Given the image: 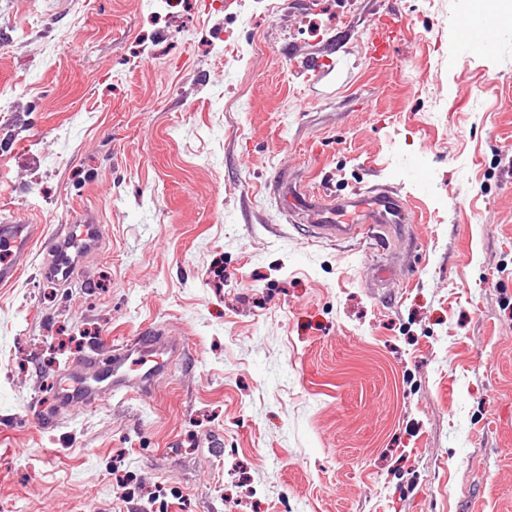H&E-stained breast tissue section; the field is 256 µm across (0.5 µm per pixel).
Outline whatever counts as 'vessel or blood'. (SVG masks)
<instances>
[{
    "label": "vessel or blood",
    "mask_w": 512,
    "mask_h": 512,
    "mask_svg": "<svg viewBox=\"0 0 512 512\" xmlns=\"http://www.w3.org/2000/svg\"><path fill=\"white\" fill-rule=\"evenodd\" d=\"M460 29L465 51L479 55L495 43L500 24L492 15L485 14L462 20ZM309 204L315 214L314 224L307 227L309 236L331 240L355 238L372 231L377 225L399 218L403 207L397 191L377 185L355 192L340 203L316 197L310 199ZM34 238V225L9 219L0 221V250L5 253L0 259L1 286L16 281L27 262ZM102 239L103 227L94 214L73 217L70 223L59 226L44 240L43 249L50 261L42 269L43 276L54 281L69 280L75 256L97 248ZM179 351V345L167 341L158 330L147 328L116 354L103 358L87 356L85 364L106 367L108 374L104 387L76 392L53 385L49 395L50 407L41 411L38 420L51 426L55 423V408L75 403L94 406L116 393L131 389L148 392L163 368L157 360L158 355L170 357Z\"/></svg>",
    "instance_id": "b4317fda"
}]
</instances>
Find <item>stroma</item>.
Here are the masks:
<instances>
[{
    "label": "stroma",
    "instance_id": "obj_1",
    "mask_svg": "<svg viewBox=\"0 0 512 512\" xmlns=\"http://www.w3.org/2000/svg\"><path fill=\"white\" fill-rule=\"evenodd\" d=\"M0 0V215L105 227L0 287V512H512V32L468 0ZM330 61L317 81L308 57ZM398 190L375 238L305 196ZM149 393L36 422L146 328ZM491 12L501 23V29L511 32V20L508 14L502 12L494 3H486L475 6L464 20L460 22L462 44L467 53L479 55L493 45L500 31V23L490 14ZM482 16H476L481 15ZM475 16V17H471ZM70 224H62L58 229L43 239V249L51 257L42 269L45 278L53 281H67L71 277L75 256L99 246L103 239V225L98 224L92 213L74 216Z\"/></svg>",
    "mask_w": 512,
    "mask_h": 512
}]
</instances>
